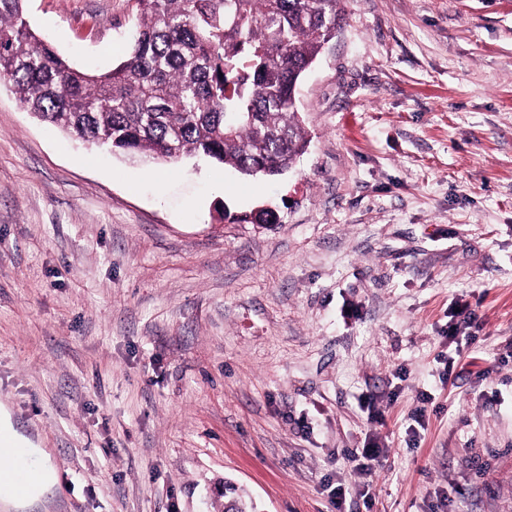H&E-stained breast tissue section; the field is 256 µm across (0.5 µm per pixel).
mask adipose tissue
<instances>
[{
    "instance_id": "obj_1",
    "label": "adipose tissue",
    "mask_w": 512,
    "mask_h": 512,
    "mask_svg": "<svg viewBox=\"0 0 512 512\" xmlns=\"http://www.w3.org/2000/svg\"><path fill=\"white\" fill-rule=\"evenodd\" d=\"M0 429L9 432L13 441L12 447H0V463L17 460L19 452H26L30 464L39 468L41 478L28 492L16 493L13 488L5 486L0 488V504L7 508H14L15 512H24L40 501L43 494L53 486L54 475L52 470L42 465L43 449L33 447L32 442L25 435L16 431L7 410L0 409Z\"/></svg>"
}]
</instances>
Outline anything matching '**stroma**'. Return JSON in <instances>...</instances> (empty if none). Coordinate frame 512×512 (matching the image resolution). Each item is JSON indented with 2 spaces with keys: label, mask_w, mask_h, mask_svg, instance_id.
<instances>
[{
  "label": "stroma",
  "mask_w": 512,
  "mask_h": 512,
  "mask_svg": "<svg viewBox=\"0 0 512 512\" xmlns=\"http://www.w3.org/2000/svg\"><path fill=\"white\" fill-rule=\"evenodd\" d=\"M27 9L91 73L136 26ZM297 110L307 151L247 179L89 147L0 81V402L49 455L37 512H222L228 483L512 512V0H346Z\"/></svg>",
  "instance_id": "1"
}]
</instances>
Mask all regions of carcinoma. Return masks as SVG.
Returning <instances> with one entry per match:
<instances>
[{"label":"carcinoma","instance_id":"carcinoma-1","mask_svg":"<svg viewBox=\"0 0 512 512\" xmlns=\"http://www.w3.org/2000/svg\"><path fill=\"white\" fill-rule=\"evenodd\" d=\"M344 3L138 0L125 59L88 74L37 36L25 0H0V80L38 118L91 146L276 177L307 147L296 87Z\"/></svg>","mask_w":512,"mask_h":512}]
</instances>
